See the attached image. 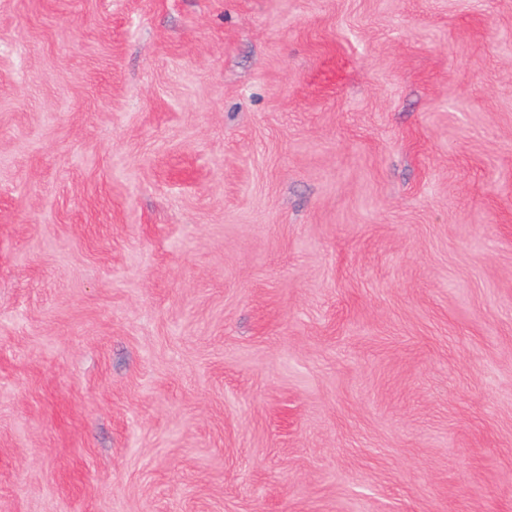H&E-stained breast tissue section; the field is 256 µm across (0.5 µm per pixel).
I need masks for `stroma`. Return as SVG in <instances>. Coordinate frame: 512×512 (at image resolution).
<instances>
[{"label":"stroma","instance_id":"obj_1","mask_svg":"<svg viewBox=\"0 0 512 512\" xmlns=\"http://www.w3.org/2000/svg\"><path fill=\"white\" fill-rule=\"evenodd\" d=\"M0 512H512V0H0Z\"/></svg>","mask_w":512,"mask_h":512}]
</instances>
